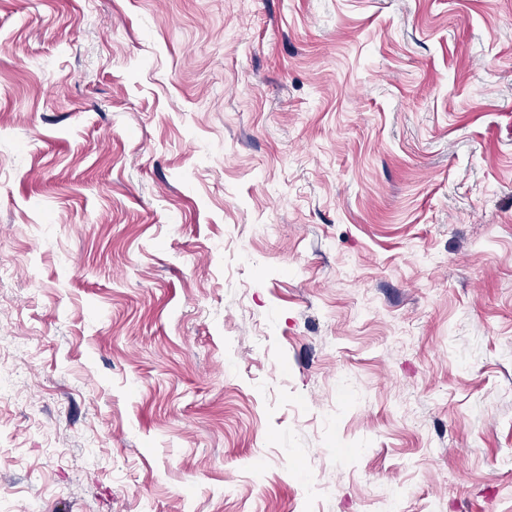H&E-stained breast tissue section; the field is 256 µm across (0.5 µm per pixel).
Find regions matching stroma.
Segmentation results:
<instances>
[{
  "label": "stroma",
  "instance_id": "obj_1",
  "mask_svg": "<svg viewBox=\"0 0 512 512\" xmlns=\"http://www.w3.org/2000/svg\"><path fill=\"white\" fill-rule=\"evenodd\" d=\"M0 264V512H512V0H0Z\"/></svg>",
  "mask_w": 512,
  "mask_h": 512
}]
</instances>
